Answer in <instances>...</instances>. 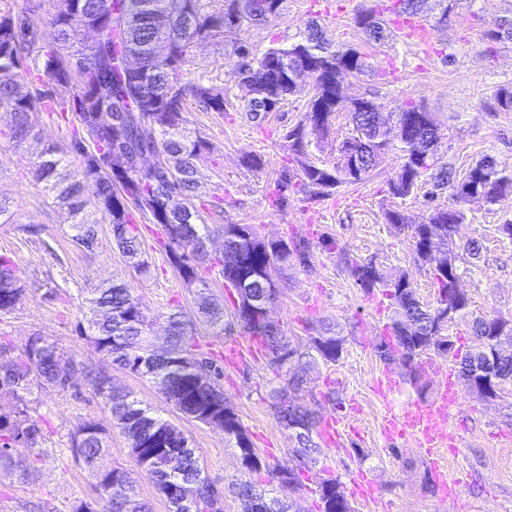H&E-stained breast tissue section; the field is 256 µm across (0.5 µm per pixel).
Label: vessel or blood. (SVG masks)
Wrapping results in <instances>:
<instances>
[{
  "instance_id": "vessel-or-blood-1",
  "label": "vessel or blood",
  "mask_w": 512,
  "mask_h": 512,
  "mask_svg": "<svg viewBox=\"0 0 512 512\" xmlns=\"http://www.w3.org/2000/svg\"><path fill=\"white\" fill-rule=\"evenodd\" d=\"M386 17L404 41L414 40L424 32L418 20L402 17L393 11L387 12ZM456 400L451 374L442 372L435 398L428 403H414L401 411L387 410L382 433L389 440L404 436L415 438L428 456H435L437 449L445 445Z\"/></svg>"
}]
</instances>
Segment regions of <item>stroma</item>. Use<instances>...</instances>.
Wrapping results in <instances>:
<instances>
[{
    "label": "stroma",
    "mask_w": 512,
    "mask_h": 512,
    "mask_svg": "<svg viewBox=\"0 0 512 512\" xmlns=\"http://www.w3.org/2000/svg\"><path fill=\"white\" fill-rule=\"evenodd\" d=\"M373 2L330 0L341 15L336 21L322 14L321 0H286L284 9L263 24L242 27L225 39L201 44L195 52L194 77L224 85L228 104L222 112L186 108L188 126L209 143L194 161V203L206 216L214 203H221L224 223L255 225L262 237L306 242L312 266L296 264L277 277L278 299L271 316L300 348L324 326L343 337L340 360L318 364L307 391L298 395L300 402L310 404L335 391V402L324 403L322 413L342 418L341 445L323 448L315 462L298 456L295 442L270 406L267 391L276 374L264 356H247L225 366L215 385L269 468L298 470L300 484L291 495L295 512H317L318 484L329 476L339 480L353 512H512V426L504 421L501 403L480 400L459 387L452 444L441 450L449 471L460 480L453 498L442 497L428 455L414 439L389 443L381 435L387 409L399 411L432 400L437 379L425 373L414 385L401 360H380L377 347L389 338L392 302L383 290L368 292L356 286L349 266L374 263L388 281L409 275L421 300L433 302L429 268L415 263L410 235L387 224L385 214L396 209L409 223L421 224L435 209L450 205L448 194L432 199L421 192L393 197L388 183L400 160L391 152L365 179L342 186L333 195L311 199L292 190L284 205L272 206L283 172L335 159L336 147L349 129L348 115L337 114L328 136L312 139L304 154L295 155L283 136L301 120L308 88H300L265 119H251L242 110L247 92L236 76L246 58L237 53V45H246L251 57L261 56L271 44L298 37L313 19L332 45H352L368 56L370 70L344 80L346 98H370L386 115L408 102L434 113L442 135L439 163L464 170L489 155L500 167L512 169V112L492 109L497 90L512 86V43L499 44L495 55L485 53L486 31L512 19V0H448L447 23L423 17L428 32L423 46L402 43L395 36L379 46L364 44L354 17ZM30 119L36 138L19 148L0 145V196L9 199L12 213L8 222H0V253L13 261L25 287L16 310L0 316V343L5 346L0 361L9 362L38 333L75 354L77 370L68 391L49 386L29 394V407L43 420L44 438L35 457L24 447H14V455L32 458L27 471L0 470V512H38V504L45 501L54 512H71L77 501L96 500L95 481L75 456L71 437L85 422L109 424L93 390L103 375L125 386L188 437L205 473L224 495V512H239L232 484L249 481L262 486L267 475L246 470L223 431L179 416L148 378L113 366L80 333L93 289L115 281L137 288L147 333L155 342L164 339L163 314L168 307L194 312L196 296L170 265L159 226L139 222L142 257L151 269L145 279L135 277L128 259L113 246L108 219L95 208H88L87 214L97 225L98 243L91 251L76 247L64 211L36 180L32 163L48 146L66 148L80 126L74 119L41 110L31 113ZM508 222L512 194L491 206L467 205L457 228L458 242H484L479 258L464 254L459 261V285L476 312L512 316V242L501 243L496 235L497 225ZM202 275L222 300L226 317L220 331L196 322L197 351L223 364L225 345L245 348L250 339L232 317L236 290L217 268L203 269ZM384 373L399 382L398 389L387 395L376 388ZM108 445L103 466L127 469L151 512H168L166 500L134 468L128 442L118 430H111ZM360 478L373 482L374 500L353 496V482Z\"/></svg>",
    "instance_id": "35a3bbf8"
}]
</instances>
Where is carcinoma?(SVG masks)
I'll list each match as a JSON object with an SVG mask.
<instances>
[{"mask_svg":"<svg viewBox=\"0 0 512 512\" xmlns=\"http://www.w3.org/2000/svg\"><path fill=\"white\" fill-rule=\"evenodd\" d=\"M285 0H60L50 26L58 43H78L85 29L93 27L100 39L83 45L75 53L62 57L42 47L40 29L10 13L0 12V105L11 114L6 127H0V141L20 147L32 135L30 113L42 107L53 111L56 103L46 91L32 93L28 84L45 76L57 84L77 85L67 111L71 112L86 135L74 136L68 150L47 149L33 162L38 180L55 203L66 211L73 242L93 249L98 242L95 225L85 214L87 204L104 214L111 226L112 243L125 256L135 260L134 273L142 278L150 274V265L140 259L139 227L132 221L131 210L146 216L162 227L170 260L184 285L200 294L197 317L213 328L224 330V307L210 294V285L199 270L208 264L221 267L224 281L254 302L237 303L234 317L243 330L259 342V348L276 368L282 384L268 393L271 408L284 429L299 420L305 430L291 433L300 457L320 453L318 442L322 411L288 400L281 405L283 393L307 388L308 373L319 360L335 363L341 358L343 338L330 326L310 337L309 352L296 349L283 327L263 311L273 292L275 277L299 263L310 267L309 256L299 244L279 240L281 248L268 247L252 224H218L211 226L192 202L198 182L194 158L208 143L187 129L183 116L185 103L195 102L202 112H222L224 87L191 76L199 41L222 38L243 25L258 26L281 10ZM428 0H393L394 10L406 17H419ZM365 42L382 44L392 36V29L377 11L369 8L354 17ZM276 55L299 58L308 71L312 86L306 111L300 122L285 135L288 150L304 152L308 138L326 136L336 113L349 115L351 131L338 144V156L331 164H307L297 176L286 174L278 182L275 202L287 199L286 192L296 188L313 197L334 193V188L355 184L382 162L385 155L399 154L400 165L389 181L393 196L405 198L422 185L431 184L429 198L448 192L454 205L453 215L437 209L424 224H410L404 214L390 211L387 223L407 231L415 239L414 259L430 267L436 286L435 303L428 304L415 296L400 300L401 285L415 289L411 278L402 274L386 281L372 275L371 264H351L356 284L371 292L385 289L393 302L389 329L392 340L377 347L380 359L391 361L401 355L412 378L419 375V360L425 355L452 357L466 388L475 378L495 384L498 392L512 386V317L476 314L466 294L448 300L449 277L460 279V266L447 276L435 267L440 254L455 256L456 231L464 219V207L470 199L456 193L464 179L476 181V189L495 198L512 192V170H493L484 156L465 171L454 167L426 164L423 156L436 136L434 128L409 125L401 140L386 142L379 133L374 112H364L352 101L336 93L339 68L357 75L368 68L365 53L350 45L329 44L317 22L310 21L299 38L269 47L251 59L239 73V82L257 86L271 84L275 97L258 93L247 98L245 111L257 119L271 112L299 83L296 71L272 72L268 61ZM152 124L156 135L141 136V127ZM82 158L78 177L67 173V158ZM453 221H448V218ZM224 236L228 245L214 257L207 252L208 236ZM25 288L12 261L0 254V315L13 312L22 301ZM451 313L449 322L468 320L473 345L461 355L454 342L440 332L441 316ZM167 332L162 344L147 340L146 324L136 288L128 282H114L100 288L89 300V317L81 327L96 351L111 364L132 374L146 377L181 414L199 422L224 420L231 433L229 440L244 442L239 455L245 468L259 472L266 468L256 453L238 415L224 399V392L198 383L195 369H204L193 353V321L181 308L165 313ZM76 366L75 355L58 343L35 334L18 351L8 365H0V467L26 468L15 460L12 448L24 445L36 450L43 440L39 420L29 413L26 395L34 385L47 384L62 391L71 381L67 371ZM95 394L108 410L112 427L132 436L130 457L135 467L167 501L170 512H213V483L205 475L197 449L170 420L143 406L125 387L101 377L95 382ZM11 411H4V406ZM107 429L96 422L82 425L72 446L96 482L98 500L80 501L72 512H117L113 507L112 482L127 478L120 467L104 468L99 464L107 448ZM300 483L292 469H279L268 480L269 489H258L245 481L237 484L236 496L241 512H280L287 494ZM319 512H351L348 499L335 479H324L318 486Z\"/></svg>","mask_w":512,"mask_h":512,"instance_id":"1","label":"carcinoma"}]
</instances>
